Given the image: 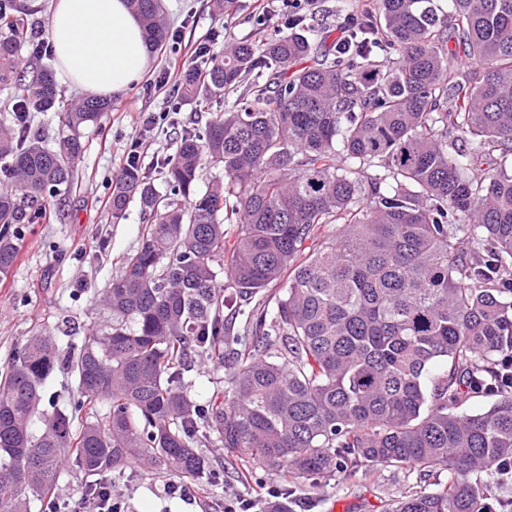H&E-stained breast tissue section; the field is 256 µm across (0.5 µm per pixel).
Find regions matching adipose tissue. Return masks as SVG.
Returning a JSON list of instances; mask_svg holds the SVG:
<instances>
[{
  "label": "adipose tissue",
  "mask_w": 512,
  "mask_h": 512,
  "mask_svg": "<svg viewBox=\"0 0 512 512\" xmlns=\"http://www.w3.org/2000/svg\"><path fill=\"white\" fill-rule=\"evenodd\" d=\"M48 31L60 78L85 93L119 94L147 67L149 46L127 0H53Z\"/></svg>",
  "instance_id": "adipose-tissue-1"
}]
</instances>
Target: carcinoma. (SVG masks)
Returning a JSON list of instances; mask_svg holds the SVG:
<instances>
[{
	"mask_svg": "<svg viewBox=\"0 0 512 512\" xmlns=\"http://www.w3.org/2000/svg\"><path fill=\"white\" fill-rule=\"evenodd\" d=\"M127 2L163 46L162 0ZM449 2L347 12V53L335 28L314 39L291 15L278 37L183 74L190 99H236L181 138L164 190L136 159L113 182L112 219L135 200L148 222L104 293L110 322L64 357L36 331L0 372V512L48 499L65 461L88 495L137 461L217 486L211 440L290 483L416 474L388 512H512V0ZM24 48L41 53L18 0H0V86L21 91L0 122L1 276L110 108L63 113L56 150L30 138L58 94L50 69L22 81ZM450 54L472 76L456 79ZM450 135L476 146L450 152ZM205 163L224 179L202 190ZM191 351L226 366L203 401ZM62 362L79 398L47 413ZM476 396L490 404L462 411Z\"/></svg>",
	"mask_w": 512,
	"mask_h": 512,
	"instance_id": "1",
	"label": "carcinoma"
}]
</instances>
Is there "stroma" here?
<instances>
[{
  "mask_svg": "<svg viewBox=\"0 0 512 512\" xmlns=\"http://www.w3.org/2000/svg\"><path fill=\"white\" fill-rule=\"evenodd\" d=\"M374 0H240L234 15L215 11L212 0H163L164 20L175 38L150 55L143 79L112 99L99 124L81 132L84 146L74 184L54 200L48 220L29 225L22 236L17 263L0 276V369L6 367L33 328L51 331L60 350L80 347L107 317L101 297L127 254L138 246L142 215L131 203L127 216L113 222L106 201L112 180L124 166L132 139H139L140 160L154 183H161L158 162L172 157L182 134L204 130L223 111L222 98L184 100L178 75L162 80L173 58H188L198 43L220 57L226 45L278 35L288 12L301 11L309 25H338L351 8ZM265 18L257 26V18ZM202 453L221 472L219 486L200 483L188 495L169 493L174 475L146 464H131L113 475L112 492L127 512H222L230 497L253 500L252 512H264L269 489L287 488L280 476L252 464L254 478L242 482L229 467L221 444ZM415 475L391 467H372L355 476L336 473L303 480L290 489V512H383L415 483Z\"/></svg>",
  "mask_w": 512,
  "mask_h": 512,
  "instance_id": "35a3bbf8",
  "label": "stroma"
}]
</instances>
